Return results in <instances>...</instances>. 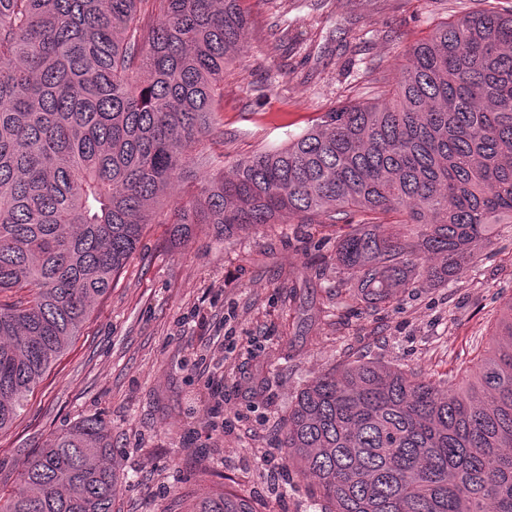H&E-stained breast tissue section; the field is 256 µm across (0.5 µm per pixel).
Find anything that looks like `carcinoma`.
Returning <instances> with one entry per match:
<instances>
[{"label": "carcinoma", "mask_w": 512, "mask_h": 512, "mask_svg": "<svg viewBox=\"0 0 512 512\" xmlns=\"http://www.w3.org/2000/svg\"><path fill=\"white\" fill-rule=\"evenodd\" d=\"M243 0H0V431L78 335L149 224L172 241L321 217L352 296L446 286L512 223V12L414 46L381 100L343 105L200 185ZM184 184L177 203L167 200ZM459 385L359 358L308 382L279 426L326 512H512V300ZM0 512H112V431L51 434ZM187 512H253L222 490Z\"/></svg>", "instance_id": "cac0c4a2"}]
</instances>
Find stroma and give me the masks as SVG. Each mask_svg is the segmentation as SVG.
Returning a JSON list of instances; mask_svg holds the SVG:
<instances>
[{
	"instance_id": "1",
	"label": "stroma",
	"mask_w": 512,
	"mask_h": 512,
	"mask_svg": "<svg viewBox=\"0 0 512 512\" xmlns=\"http://www.w3.org/2000/svg\"><path fill=\"white\" fill-rule=\"evenodd\" d=\"M474 0H246L224 71L204 180L285 144L323 113L382 98L409 50ZM347 225L267 224L174 245L151 224L112 290L0 433V491L52 433L96 416L112 427V512H186L224 485L255 512H323L287 475L276 426L306 381L363 356L441 377L483 352L512 299V224L494 225L475 268L389 304L352 300L336 267ZM224 382V403L210 398Z\"/></svg>"
}]
</instances>
